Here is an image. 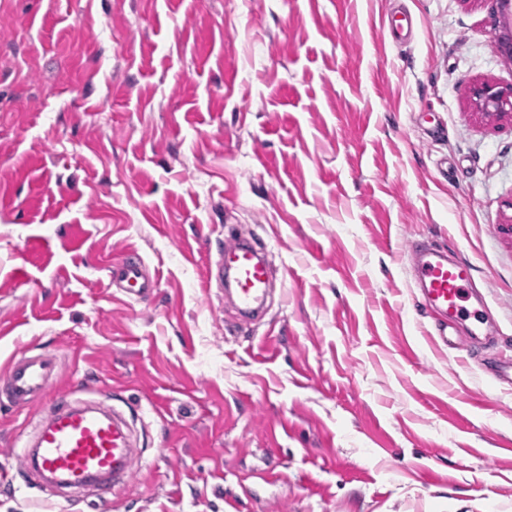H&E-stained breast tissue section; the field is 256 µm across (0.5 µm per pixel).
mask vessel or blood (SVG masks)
<instances>
[{
	"label": "vessel or blood",
	"mask_w": 512,
	"mask_h": 512,
	"mask_svg": "<svg viewBox=\"0 0 512 512\" xmlns=\"http://www.w3.org/2000/svg\"><path fill=\"white\" fill-rule=\"evenodd\" d=\"M416 271L426 304L446 317L438 336L449 348H464L481 335L490 314L476 292L474 268L464 259H447L439 249L424 246L407 251ZM219 276L231 288L239 313L249 318L260 313L271 286V271L254 245L228 240L217 263ZM109 287L119 289L131 301L153 293L151 277L137 252H129L108 269ZM58 356L51 351L25 350L11 360L0 379V398L17 407L47 400L48 408L36 425L32 442L22 453L30 472L52 482L75 499L87 489L111 495L113 487L130 475L133 456L128 423L105 403L60 404L45 394L58 374Z\"/></svg>",
	"instance_id": "1"
}]
</instances>
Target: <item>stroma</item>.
<instances>
[{
	"instance_id": "1",
	"label": "stroma",
	"mask_w": 512,
	"mask_h": 512,
	"mask_svg": "<svg viewBox=\"0 0 512 512\" xmlns=\"http://www.w3.org/2000/svg\"><path fill=\"white\" fill-rule=\"evenodd\" d=\"M493 8L0 0V369L56 352L53 393L109 396L137 448L110 503H65L17 454L42 407L0 402V512H512V113L470 95L512 86ZM232 231L287 279L258 321L206 276ZM412 242L473 265L492 344L436 346ZM131 250L133 303L104 271ZM108 287L119 288L129 300L143 299L155 291L157 280L147 272L143 259L131 251L117 263L108 267Z\"/></svg>"
}]
</instances>
